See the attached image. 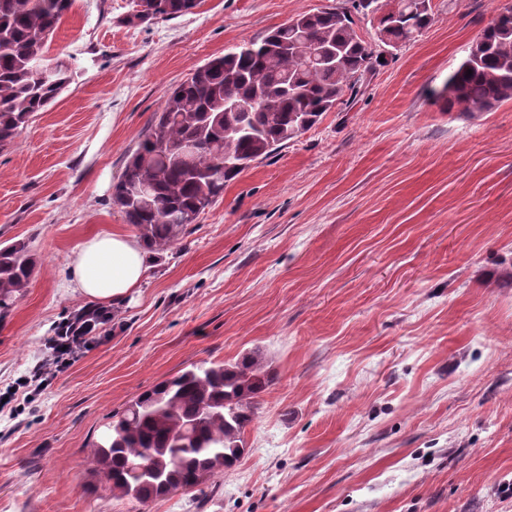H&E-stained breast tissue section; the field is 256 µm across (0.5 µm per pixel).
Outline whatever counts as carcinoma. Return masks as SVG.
<instances>
[{
    "instance_id": "1",
    "label": "carcinoma",
    "mask_w": 512,
    "mask_h": 512,
    "mask_svg": "<svg viewBox=\"0 0 512 512\" xmlns=\"http://www.w3.org/2000/svg\"><path fill=\"white\" fill-rule=\"evenodd\" d=\"M201 0H135L128 25L193 12ZM74 0H0V150L13 144L29 118L47 109L67 82L57 65L45 80L29 62L47 51ZM377 20L376 41L360 37L352 12ZM432 21L430 0H353L301 13L225 50L165 95L149 133L128 157L112 204L150 250L162 253L253 163L310 130L380 61L378 47H396ZM472 75H466L467 70ZM448 110L473 113L512 100V2L502 4L467 56L437 93ZM229 98L253 102L229 112ZM196 150L184 152L186 143ZM37 265L23 242L0 247V319L11 311ZM273 381L259 353L233 363L202 362L112 411L89 444L94 471L114 496L148 502L235 465L256 398ZM151 462L152 478L139 464Z\"/></svg>"
}]
</instances>
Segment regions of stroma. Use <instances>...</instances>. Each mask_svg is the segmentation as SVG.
I'll return each mask as SVG.
<instances>
[{
    "label": "stroma",
    "instance_id": "35a3bbf8",
    "mask_svg": "<svg viewBox=\"0 0 512 512\" xmlns=\"http://www.w3.org/2000/svg\"><path fill=\"white\" fill-rule=\"evenodd\" d=\"M344 0H201L123 24L74 0L49 44L69 82L0 150V242L38 271L0 320V512H512V101L434 94L504 0L434 20L298 140L227 183L46 382L59 323L89 301L87 238L137 236L112 203L164 95L209 59ZM260 351L274 375L244 456L140 504L95 476L113 410L202 361Z\"/></svg>",
    "mask_w": 512,
    "mask_h": 512
}]
</instances>
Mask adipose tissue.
Returning <instances> with one entry per match:
<instances>
[{
    "mask_svg": "<svg viewBox=\"0 0 512 512\" xmlns=\"http://www.w3.org/2000/svg\"><path fill=\"white\" fill-rule=\"evenodd\" d=\"M146 267L141 247L121 233H103L84 241L72 262L75 285L97 301L118 300L136 288Z\"/></svg>",
    "mask_w": 512,
    "mask_h": 512,
    "instance_id": "ef3b65f1",
    "label": "adipose tissue"
}]
</instances>
